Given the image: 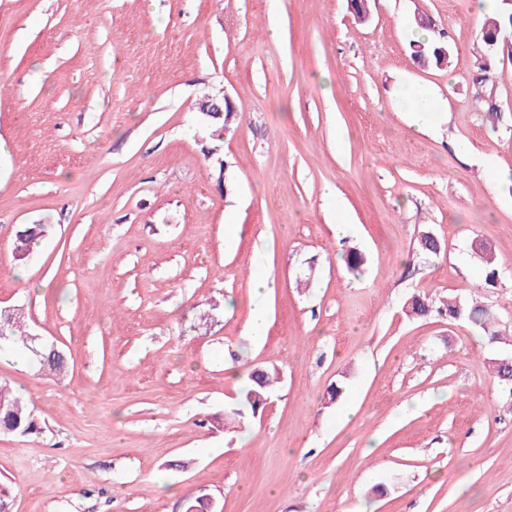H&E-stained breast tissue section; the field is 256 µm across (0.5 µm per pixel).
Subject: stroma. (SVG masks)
I'll use <instances>...</instances> for the list:
<instances>
[{"mask_svg":"<svg viewBox=\"0 0 512 512\" xmlns=\"http://www.w3.org/2000/svg\"><path fill=\"white\" fill-rule=\"evenodd\" d=\"M475 4L373 0L361 23L348 0H0V306L70 361L56 379L0 348L42 427L0 433L13 512H184L200 492L220 512H512V398L489 370L512 348L405 313L477 296L512 322V62L485 57ZM419 14L447 66L414 60ZM408 85L443 121L412 125ZM207 94L238 113L214 157ZM31 224L48 231L20 266ZM426 232L440 254L417 253ZM228 362L280 381L224 430ZM45 231L41 225L33 224L24 230L18 231L14 243V258L24 264L32 252V245Z\"/></svg>","mask_w":512,"mask_h":512,"instance_id":"35a3bbf8","label":"stroma"}]
</instances>
